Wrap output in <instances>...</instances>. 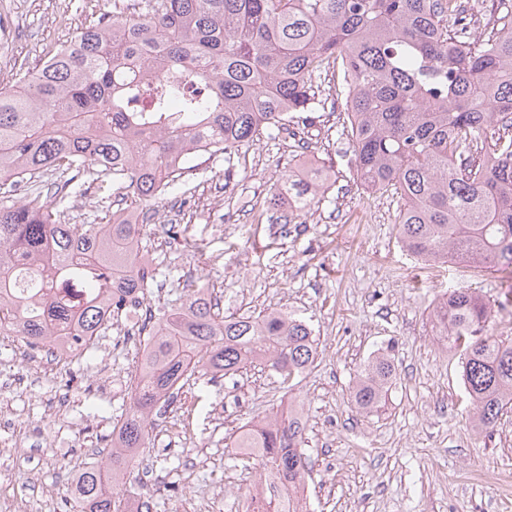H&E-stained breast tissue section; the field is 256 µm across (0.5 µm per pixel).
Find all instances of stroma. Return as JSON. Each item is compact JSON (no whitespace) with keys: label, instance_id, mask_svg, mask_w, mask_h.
Returning <instances> with one entry per match:
<instances>
[{"label":"stroma","instance_id":"35a3bbf8","mask_svg":"<svg viewBox=\"0 0 512 512\" xmlns=\"http://www.w3.org/2000/svg\"><path fill=\"white\" fill-rule=\"evenodd\" d=\"M132 0H0V65L35 66L48 45L63 43L92 11ZM343 106L326 102L308 125L260 135L232 154L193 159L178 193L151 206L141 247L159 270L147 293L155 313L194 278L224 314L283 309L314 328L313 368L281 388L266 369L249 368L202 389L195 435L178 436L154 417L139 467L156 479L158 512H198V490L219 487L223 512L238 503L256 470L229 445L248 421L282 397L298 404L311 461L308 512H512V498L481 480L512 474V412L493 431H478L459 356L442 345L431 320L451 288L489 301L486 332L512 339V280L448 263L428 264L401 245L394 191L369 193L350 163ZM315 162L336 174L319 205L293 212L288 225L268 221L270 189L285 172ZM118 190L86 187L58 201L76 223L117 206ZM141 336L104 352L101 343L68 361L43 362L30 375L18 341L0 336V512H73L66 490L112 446L130 402V374ZM391 351L395 373L377 414L359 412L351 392L378 350Z\"/></svg>","mask_w":512,"mask_h":512}]
</instances>
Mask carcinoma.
I'll use <instances>...</instances> for the list:
<instances>
[{
	"instance_id": "carcinoma-1",
	"label": "carcinoma",
	"mask_w": 512,
	"mask_h": 512,
	"mask_svg": "<svg viewBox=\"0 0 512 512\" xmlns=\"http://www.w3.org/2000/svg\"><path fill=\"white\" fill-rule=\"evenodd\" d=\"M492 8V26L478 30L469 0H141L96 16L38 66L19 64L18 81L0 88V190L29 188L19 203L0 200V335L67 358L107 330L106 317L136 309L156 281L132 242L140 225L115 212L72 224L48 198L88 175L147 207L197 152H235L282 131L289 114L310 120L324 105L315 79L331 66L357 175L403 199L402 246L427 262L512 274V0ZM45 174L54 180L44 193L31 180ZM333 177L322 167L288 170L270 220L288 223L283 198L298 211L320 202ZM491 316L470 288L451 289L433 309L441 340L459 353L481 431L512 405V341L486 333ZM147 335L106 462L77 479L76 512H153L123 483L175 384L257 365L286 383L317 355L304 320L281 310L226 316L194 280ZM393 372L384 354L361 370L353 399L362 412L384 407ZM179 409L180 434L193 427L195 403ZM304 429L283 409L233 439V449H257L240 461L270 485L255 512H296L309 470Z\"/></svg>"
}]
</instances>
